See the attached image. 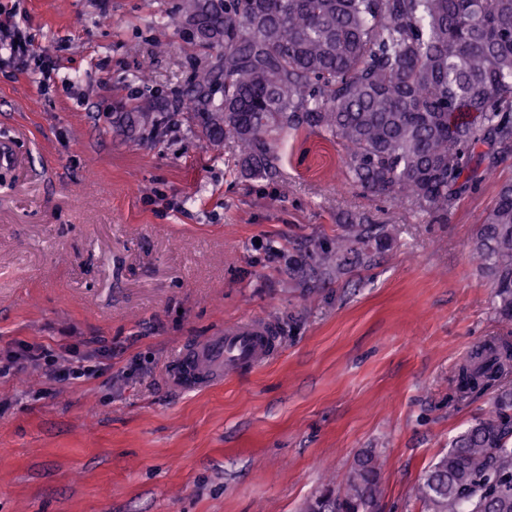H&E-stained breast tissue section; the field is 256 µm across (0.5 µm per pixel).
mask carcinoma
I'll return each mask as SVG.
<instances>
[{
    "label": "carcinoma",
    "mask_w": 512,
    "mask_h": 512,
    "mask_svg": "<svg viewBox=\"0 0 512 512\" xmlns=\"http://www.w3.org/2000/svg\"><path fill=\"white\" fill-rule=\"evenodd\" d=\"M205 24L189 33L210 54L187 92L188 118L214 144L231 140L241 169L278 174L280 137L316 131L346 153L347 180L448 212L478 182L483 146L512 149V0H192ZM162 112L117 123L155 134ZM319 246L310 275L341 277L370 262L365 233ZM474 251L512 322V184L479 224ZM466 396L499 387L493 414L456 437L416 493L426 512H512V338L492 336L456 369ZM384 467L370 452L303 512H374Z\"/></svg>",
    "instance_id": "cac0c4a2"
}]
</instances>
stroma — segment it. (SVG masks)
Instances as JSON below:
<instances>
[{"label": "stroma", "mask_w": 512, "mask_h": 512, "mask_svg": "<svg viewBox=\"0 0 512 512\" xmlns=\"http://www.w3.org/2000/svg\"><path fill=\"white\" fill-rule=\"evenodd\" d=\"M181 4L0 0L50 67L0 65V352L112 348L73 383L0 378V512H302L370 448L386 460L375 512H425L424 471L494 409V390L461 397L455 370L512 336L473 249L512 150L444 214L349 186L342 147L316 132L280 140L276 178L251 176L186 120L205 56ZM131 102L167 113L166 132L114 124ZM351 214L373 227L370 266L297 283L289 259ZM254 317L279 328L270 363L171 382L184 343Z\"/></svg>", "instance_id": "35a3bbf8"}]
</instances>
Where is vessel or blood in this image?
Wrapping results in <instances>:
<instances>
[{"label": "vessel or blood", "instance_id": "vessel-or-blood-1", "mask_svg": "<svg viewBox=\"0 0 512 512\" xmlns=\"http://www.w3.org/2000/svg\"><path fill=\"white\" fill-rule=\"evenodd\" d=\"M276 352L273 327L252 318L226 325L221 335L186 344L172 372L180 388L195 391L253 372Z\"/></svg>", "mask_w": 512, "mask_h": 512}]
</instances>
